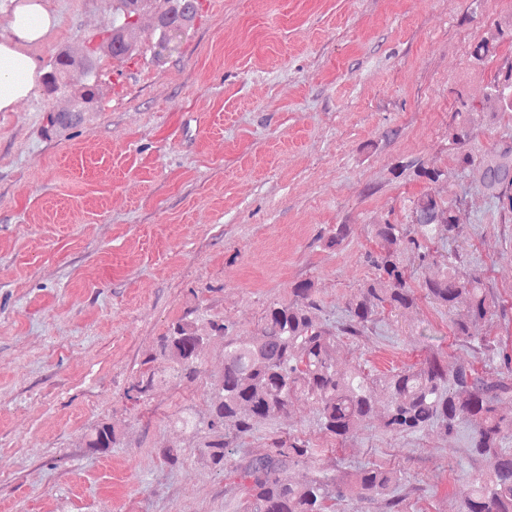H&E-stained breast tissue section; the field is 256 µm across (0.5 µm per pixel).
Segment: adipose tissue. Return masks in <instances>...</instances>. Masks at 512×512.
Masks as SVG:
<instances>
[{
    "label": "adipose tissue",
    "mask_w": 512,
    "mask_h": 512,
    "mask_svg": "<svg viewBox=\"0 0 512 512\" xmlns=\"http://www.w3.org/2000/svg\"><path fill=\"white\" fill-rule=\"evenodd\" d=\"M53 24L46 0H17L13 37L0 40V112L33 90L37 65L23 47L45 38Z\"/></svg>",
    "instance_id": "obj_1"
}]
</instances>
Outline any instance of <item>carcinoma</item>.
I'll list each match as a JSON object with an SVG mask.
<instances>
[{
    "label": "carcinoma",
    "mask_w": 512,
    "mask_h": 512,
    "mask_svg": "<svg viewBox=\"0 0 512 512\" xmlns=\"http://www.w3.org/2000/svg\"><path fill=\"white\" fill-rule=\"evenodd\" d=\"M157 2L112 0L115 19L109 31L80 56L68 51L55 56L43 79V92L48 97L68 95V106L47 113L45 133L73 128L101 106L103 93L95 60L101 56L133 59L140 52L134 31L142 16H151L154 31L161 32ZM165 2V16L172 24L186 17L193 20L201 10V0ZM507 34L512 36V30H497L477 43L471 51L473 63L482 64L495 43ZM500 85L512 87V62L498 72L489 96L500 99ZM459 102L460 108L448 127V141L457 148L458 163L472 169L499 209L512 216V147L483 157L465 149L476 107L462 98ZM415 174L430 183L448 180L447 171L423 165L416 167ZM462 204L460 198L445 204L423 193L410 200L413 219L408 223L374 225L378 250L368 254V259L378 277L360 286L347 302L342 333L361 334L379 308L397 310L415 305L416 286L404 263L406 255L412 256L420 268H437V274L418 287L439 307L455 313L452 325L457 338H471L470 323L497 315L500 306L490 298L482 277L474 274L468 279L458 278L453 255L435 248L436 243L460 231ZM315 293L313 281L298 283L293 288L294 299L270 305L257 333L247 340L234 336L233 327L223 322H209V332L203 334L196 322L187 319L173 323L160 338L159 353L174 378H190L198 372L200 346L208 337L224 338V368L216 377L207 413L199 419L182 415L176 421L183 429L208 431L202 453L213 465L224 468V449L230 447L224 434L226 427H233L239 438L247 436L253 430V420L283 413L295 400L312 403L321 430L343 440L369 417L374 392L381 387L389 397L385 427L392 433L439 428L452 434L462 422L478 421L471 451L493 463L487 473L473 480L472 493L462 512H512V448L506 446V440L512 437V412L506 414L500 408L503 398H512V349H493L500 368L508 373L506 377L479 372L470 365H450L437 356L418 366L379 376H371L359 366L340 372L335 364L339 336L314 316ZM154 385L152 373L131 385L125 395L138 400ZM118 441L115 427L101 423L91 430L88 445L106 451ZM313 455L309 441L294 437L273 442L265 455L233 468L245 490L248 512H331L338 501L376 496L387 498L390 512H399V501L390 497L391 472L381 465L358 469L341 479L316 474L303 484L292 482L288 471Z\"/></svg>",
    "instance_id": "cac0c4a2"
}]
</instances>
